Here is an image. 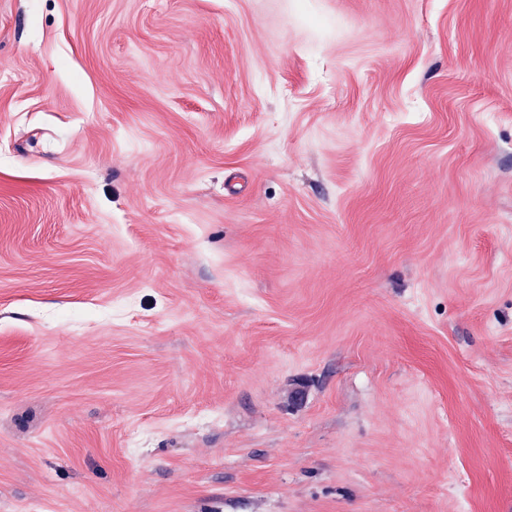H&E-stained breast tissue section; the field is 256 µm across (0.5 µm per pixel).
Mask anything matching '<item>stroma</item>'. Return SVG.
Wrapping results in <instances>:
<instances>
[{
    "label": "stroma",
    "instance_id": "1",
    "mask_svg": "<svg viewBox=\"0 0 512 512\" xmlns=\"http://www.w3.org/2000/svg\"><path fill=\"white\" fill-rule=\"evenodd\" d=\"M0 512H512V0H0Z\"/></svg>",
    "mask_w": 512,
    "mask_h": 512
}]
</instances>
